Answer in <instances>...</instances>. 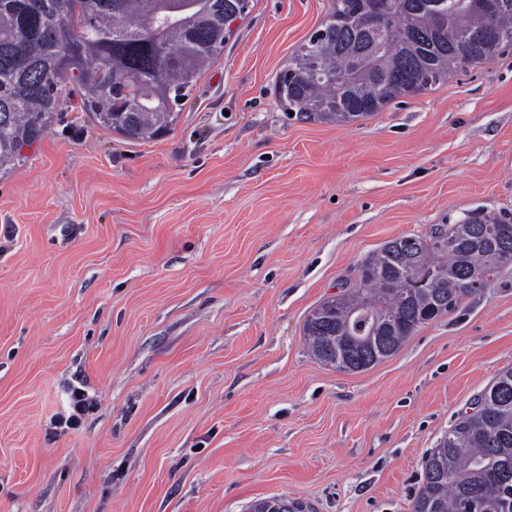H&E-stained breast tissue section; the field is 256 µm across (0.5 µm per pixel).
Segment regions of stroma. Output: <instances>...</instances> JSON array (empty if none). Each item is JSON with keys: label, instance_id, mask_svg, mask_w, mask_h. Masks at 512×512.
Here are the masks:
<instances>
[{"label": "stroma", "instance_id": "stroma-1", "mask_svg": "<svg viewBox=\"0 0 512 512\" xmlns=\"http://www.w3.org/2000/svg\"><path fill=\"white\" fill-rule=\"evenodd\" d=\"M329 0H252L174 129L80 93L0 176V512H412L424 462L512 367V264L341 372L303 325L384 242L512 221V45L350 123L275 96ZM92 409L76 428L72 387Z\"/></svg>", "mask_w": 512, "mask_h": 512}]
</instances>
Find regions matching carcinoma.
<instances>
[{"mask_svg": "<svg viewBox=\"0 0 512 512\" xmlns=\"http://www.w3.org/2000/svg\"><path fill=\"white\" fill-rule=\"evenodd\" d=\"M329 0L320 28L288 60L275 91L288 111L349 124L398 98L434 90L512 43V0ZM250 0H0V174L24 161L64 111L67 77L96 124L131 141L176 124L175 107L224 50ZM387 9L389 35L360 17ZM67 10L68 25L55 20ZM512 263V224L463 217L426 237L389 240L359 263L357 280L316 307L303 335L313 358L367 370L415 331L454 310ZM512 512V368L500 371L448 428L424 465L413 512ZM285 497L249 512H294Z\"/></svg>", "mask_w": 512, "mask_h": 512, "instance_id": "cac0c4a2", "label": "carcinoma"}]
</instances>
